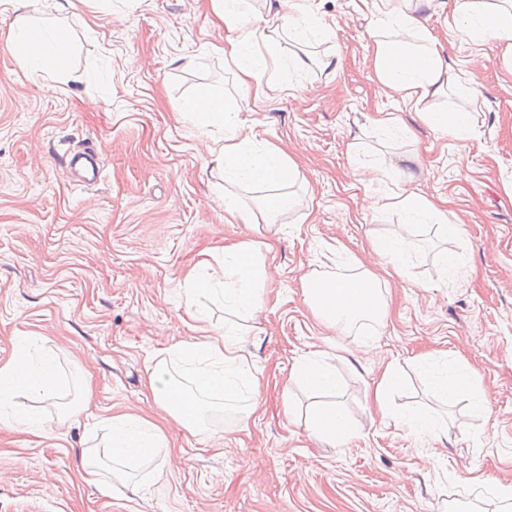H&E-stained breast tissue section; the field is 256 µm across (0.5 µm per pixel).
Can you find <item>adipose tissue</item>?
Masks as SVG:
<instances>
[{"mask_svg": "<svg viewBox=\"0 0 512 512\" xmlns=\"http://www.w3.org/2000/svg\"><path fill=\"white\" fill-rule=\"evenodd\" d=\"M13 15L7 32L23 66L53 90L56 77L69 69V48L61 31L43 19L47 0H8ZM266 15L251 13L246 0H210L215 22L224 25L227 37L222 52L232 63L240 87L263 92L274 73L306 66L300 57L286 54L283 40L306 43L320 41L331 33L329 24L312 10L308 0H265ZM372 16L373 69L378 82L399 92L405 100L420 104L445 94L453 81L451 67L427 27L436 0H415L413 9L397 6L396 0H361ZM459 34L506 44L512 49V0L488 7L486 0H450ZM206 143L225 183L236 186H266L270 192L261 204L268 222L291 210L297 203L293 192L299 182L297 165L287 154L260 139L252 125L222 96L200 88L179 109ZM369 209L383 212L399 209L409 221L440 223L445 213L435 201L409 193L385 201L367 198ZM272 245L265 240L245 239L223 248L221 278L202 269L185 277L186 306L199 323L207 322V303L223 299L229 317L223 329L192 342L168 349L156 362L148 379L156 403L191 433L204 430L209 411L235 409L250 412L257 406V381L251 374L240 320L264 304L263 286L268 277L267 254ZM347 265L355 275L341 277L329 271H312L303 278V295L314 314L339 332L351 331L365 320L382 319L385 301L379 280L363 261L347 254ZM179 361L190 384L173 383L170 363ZM427 372L433 393L456 398L469 396L476 410L487 411L489 394L473 372L462 364L434 370L432 357L419 360ZM292 379L315 394L334 389L336 378L329 356L307 357L291 372ZM59 384L55 351L32 354L27 340H20L14 355L0 362V409L11 411L12 423L43 434L50 433L47 419L18 404L22 395L51 398ZM310 433L325 440L351 434V425L335 405L313 408L305 418ZM108 429L102 458L84 457V479L95 486L121 485L132 488L133 473L153 462L167 446L163 432L149 421L128 414L103 418Z\"/></svg>", "mask_w": 512, "mask_h": 512, "instance_id": "adipose-tissue-1", "label": "adipose tissue"}]
</instances>
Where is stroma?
Segmentation results:
<instances>
[{
  "label": "stroma",
  "mask_w": 512,
  "mask_h": 512,
  "mask_svg": "<svg viewBox=\"0 0 512 512\" xmlns=\"http://www.w3.org/2000/svg\"><path fill=\"white\" fill-rule=\"evenodd\" d=\"M311 2L333 35L313 45L309 69L277 74L280 90L268 98L237 86L207 0L51 10L71 53L53 94L9 48L11 12L0 5V360L30 336L32 351L62 350L63 372L93 388L91 415L61 423L58 399L27 400L54 420L52 436L0 420V512H472L481 496L470 477L512 482V64L501 44L457 38L450 10L437 8L429 28L449 50L454 82L430 106L471 113L479 136L437 134L377 82L360 0ZM185 57L193 67H181ZM201 84L297 164L307 191L275 223L227 221L225 194L253 209L259 193L224 186L197 129L178 120ZM88 146L101 179L81 187L64 158ZM401 156L415 178L388 181L389 192L446 200L457 236L405 223L397 209H366L362 168ZM396 234L410 258L392 275L372 243ZM249 238L273 246L265 303L242 322L264 404L194 435L157 407L147 378L158 353L193 334L188 270L214 263L210 250L224 241ZM445 249L462 259L451 282L436 266ZM348 251L385 275L388 313L343 334L312 314L301 279L347 273ZM323 352L334 357V399L353 428L334 443L284 406L306 407L290 371ZM441 353L491 389L487 415L429 391L416 362ZM390 363L406 381L384 413L372 387ZM404 409L444 419L447 439L409 434L394 419ZM118 413L157 424L168 442L164 465L139 470L135 493L86 484L78 472L82 449L104 436L94 418Z\"/></svg>",
  "instance_id": "35a3bbf8"
}]
</instances>
